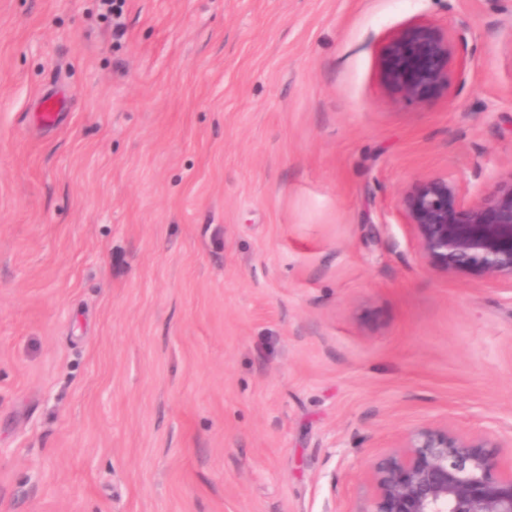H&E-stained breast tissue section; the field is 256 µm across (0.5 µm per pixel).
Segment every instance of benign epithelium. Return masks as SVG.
I'll use <instances>...</instances> for the list:
<instances>
[{
    "mask_svg": "<svg viewBox=\"0 0 512 512\" xmlns=\"http://www.w3.org/2000/svg\"><path fill=\"white\" fill-rule=\"evenodd\" d=\"M464 37L417 23L384 52L385 81L419 103L448 86ZM400 209L415 231L420 259L450 278L471 274L512 288V170L488 181L434 176L406 192ZM512 428L461 434L448 425L409 430L399 449L373 459V493L356 512H512Z\"/></svg>",
    "mask_w": 512,
    "mask_h": 512,
    "instance_id": "benign-epithelium-1",
    "label": "benign epithelium"
}]
</instances>
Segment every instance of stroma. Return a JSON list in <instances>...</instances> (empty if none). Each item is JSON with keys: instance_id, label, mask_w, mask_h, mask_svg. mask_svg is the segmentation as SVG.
Listing matches in <instances>:
<instances>
[{"instance_id": "stroma-1", "label": "stroma", "mask_w": 512, "mask_h": 512, "mask_svg": "<svg viewBox=\"0 0 512 512\" xmlns=\"http://www.w3.org/2000/svg\"><path fill=\"white\" fill-rule=\"evenodd\" d=\"M419 21L470 60L423 105L382 76ZM123 22L0 0V512H357L406 430L512 425V290L425 269L398 211L512 170V0Z\"/></svg>"}]
</instances>
